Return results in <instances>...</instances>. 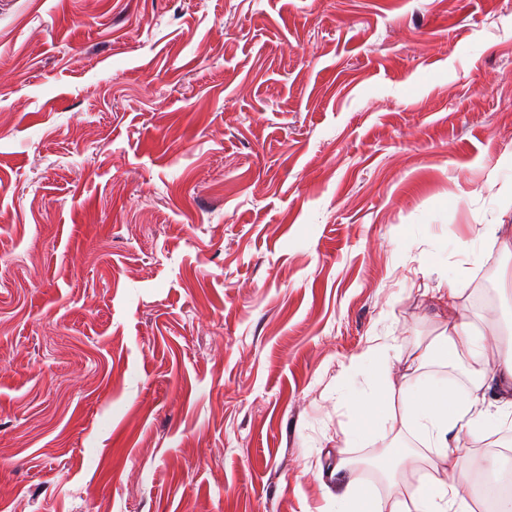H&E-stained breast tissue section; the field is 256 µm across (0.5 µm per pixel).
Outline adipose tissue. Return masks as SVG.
Masks as SVG:
<instances>
[{
    "label": "adipose tissue",
    "instance_id": "1",
    "mask_svg": "<svg viewBox=\"0 0 512 512\" xmlns=\"http://www.w3.org/2000/svg\"><path fill=\"white\" fill-rule=\"evenodd\" d=\"M459 295V288L449 287L447 324L428 348L412 356L409 366L419 370L433 358L467 361L469 388L457 389L437 376L397 384L380 371L377 389L356 401L357 416L372 419L404 441L390 466L418 474V484L393 486L383 497L348 485L339 497L340 512H475L472 503L478 496L492 502L496 512H512V500H503L497 491L498 459H491L481 477H474L455 444L460 432L487 433L488 416H512V327L476 331L458 312ZM487 401L494 414L483 410Z\"/></svg>",
    "mask_w": 512,
    "mask_h": 512
}]
</instances>
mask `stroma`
<instances>
[{"instance_id": "1", "label": "stroma", "mask_w": 512, "mask_h": 512, "mask_svg": "<svg viewBox=\"0 0 512 512\" xmlns=\"http://www.w3.org/2000/svg\"><path fill=\"white\" fill-rule=\"evenodd\" d=\"M510 153L512 0H0V512L417 484L348 364L512 320Z\"/></svg>"}]
</instances>
